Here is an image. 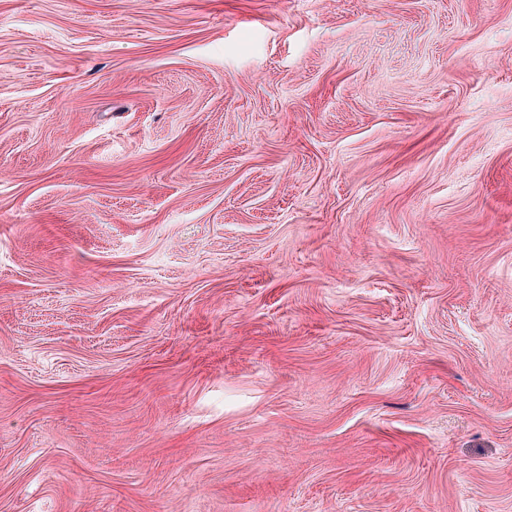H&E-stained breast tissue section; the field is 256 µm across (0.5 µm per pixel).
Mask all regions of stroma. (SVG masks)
Here are the masks:
<instances>
[{
    "mask_svg": "<svg viewBox=\"0 0 512 512\" xmlns=\"http://www.w3.org/2000/svg\"><path fill=\"white\" fill-rule=\"evenodd\" d=\"M0 512H512V0H0Z\"/></svg>",
    "mask_w": 512,
    "mask_h": 512,
    "instance_id": "obj_1",
    "label": "stroma"
}]
</instances>
